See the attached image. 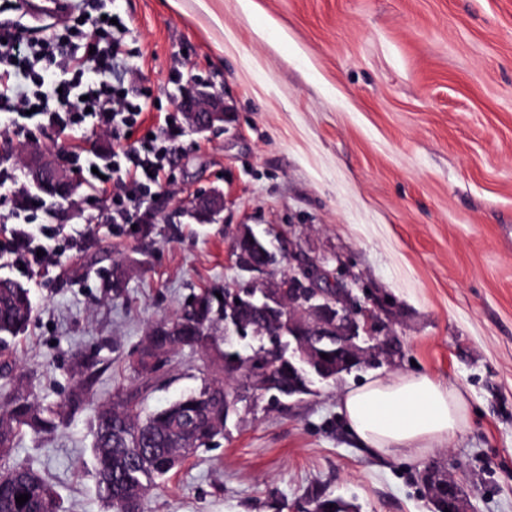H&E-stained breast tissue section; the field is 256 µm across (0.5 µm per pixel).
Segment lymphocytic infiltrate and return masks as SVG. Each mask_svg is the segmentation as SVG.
I'll use <instances>...</instances> for the list:
<instances>
[{"label":"lymphocytic infiltrate","instance_id":"lymphocytic-infiltrate-1","mask_svg":"<svg viewBox=\"0 0 512 512\" xmlns=\"http://www.w3.org/2000/svg\"><path fill=\"white\" fill-rule=\"evenodd\" d=\"M126 23L113 24L101 17H78L37 40L20 28L0 34V105L15 119L32 115L38 124L77 130L94 118L98 127L111 130L122 142L120 155L127 162L129 182L123 195L112 199V221L142 224L140 196L161 188L168 145L176 129L153 130L151 136L128 140L141 112L153 104L149 88L124 82L108 83L105 76L123 67L126 56ZM46 205L30 192L8 211L7 227L0 229V260L24 265L32 275L55 261L54 239L59 228L35 221Z\"/></svg>","mask_w":512,"mask_h":512}]
</instances>
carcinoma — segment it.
<instances>
[{"mask_svg":"<svg viewBox=\"0 0 512 512\" xmlns=\"http://www.w3.org/2000/svg\"><path fill=\"white\" fill-rule=\"evenodd\" d=\"M31 314L27 290L15 281L0 278V345L13 343ZM241 315L255 335L226 336L221 348L210 330L215 321L224 319V301L210 292L198 294L174 321L152 328L132 361L136 371L148 374L156 371L152 360L160 355L168 358L180 348L206 350L212 345L218 372L226 375V381L214 379L146 415L130 400L97 409L92 454L97 465L98 495L108 512H128L130 508L143 512L156 480L178 470L176 460L186 461L191 452L209 446L224 433V405L236 391L262 394L260 386L250 385L251 380L264 373L280 390L294 384L296 378L288 375V361L270 370L261 364L258 352H242L247 340L276 342L274 319L248 303L243 304ZM318 346L330 350L328 358L322 360L323 366L336 371V337L320 336ZM228 353L233 358L227 361ZM54 414L51 406L35 405L19 393L10 396L0 406V457L11 452L23 428L36 433L54 430ZM21 494L28 495V501L19 505L16 497ZM310 503V512L347 509L342 499L325 495L313 497ZM0 512H59V505L50 484L38 471L13 466L0 471Z\"/></svg>","mask_w":512,"mask_h":512,"instance_id":"carcinoma-1","label":"carcinoma"}]
</instances>
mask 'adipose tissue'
<instances>
[{
    "label": "adipose tissue",
    "mask_w": 512,
    "mask_h": 512,
    "mask_svg": "<svg viewBox=\"0 0 512 512\" xmlns=\"http://www.w3.org/2000/svg\"><path fill=\"white\" fill-rule=\"evenodd\" d=\"M339 411L356 439L381 454L446 445L466 425L462 392L422 372L348 388Z\"/></svg>",
    "instance_id": "ef3b65f1"
}]
</instances>
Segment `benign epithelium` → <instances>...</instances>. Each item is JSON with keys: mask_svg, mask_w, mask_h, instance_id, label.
I'll use <instances>...</instances> for the list:
<instances>
[{"mask_svg": "<svg viewBox=\"0 0 512 512\" xmlns=\"http://www.w3.org/2000/svg\"><path fill=\"white\" fill-rule=\"evenodd\" d=\"M177 106L195 134L211 132L228 120L223 98L203 84L183 88ZM26 164L30 171H48L52 182L63 187L62 198L74 195L77 172L67 168L58 153L34 149ZM224 207L223 192L213 188L197 194L185 215L198 224H217ZM262 247L261 236L251 227L242 226L234 238L232 256L236 267L252 277L248 297L268 315L282 319L280 335L288 336V341L280 343L276 351H288V370L300 381L312 385L333 378L316 365L320 353L310 340L312 336L336 337V364L348 370L388 359L387 341L382 339L384 325L374 311L358 303L351 289L339 284L331 286L321 267L313 262L278 277L274 265H259L253 260V252ZM242 325L238 304L224 307V329L231 328L240 335ZM437 495L447 498L449 512H468L465 490L454 478H448Z\"/></svg>", "mask_w": 512, "mask_h": 512, "instance_id": "7a95c632", "label": "benign epithelium"}]
</instances>
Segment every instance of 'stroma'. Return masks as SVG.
Segmentation results:
<instances>
[{
  "label": "stroma",
  "instance_id": "35a3bbf8",
  "mask_svg": "<svg viewBox=\"0 0 512 512\" xmlns=\"http://www.w3.org/2000/svg\"><path fill=\"white\" fill-rule=\"evenodd\" d=\"M75 12L119 14L128 68L150 88L142 127L177 128L149 228L107 221L111 194L79 184L39 221L80 234L56 264L20 280L32 318L0 352V404L13 393L59 407L51 433L24 430L4 466L49 482L61 512H104L91 453L96 405L138 393L145 412L212 380L211 352L183 348L155 378L132 360L156 324L194 293L244 285L229 258L247 224L292 267L316 262L379 313L389 377L419 370L464 394L468 420L448 445L382 455L338 411L366 370L312 394L251 397L224 436L154 487L144 512H295L318 491L355 512H433L419 474L460 482L473 512H512V0H74ZM200 83L224 96V130L197 135L175 102ZM25 175L37 145L72 156L110 132L53 126L4 131ZM220 189L223 221L181 211ZM124 271L121 287L112 275ZM83 386L84 401L69 396Z\"/></svg>",
  "mask_w": 512,
  "mask_h": 512
}]
</instances>
